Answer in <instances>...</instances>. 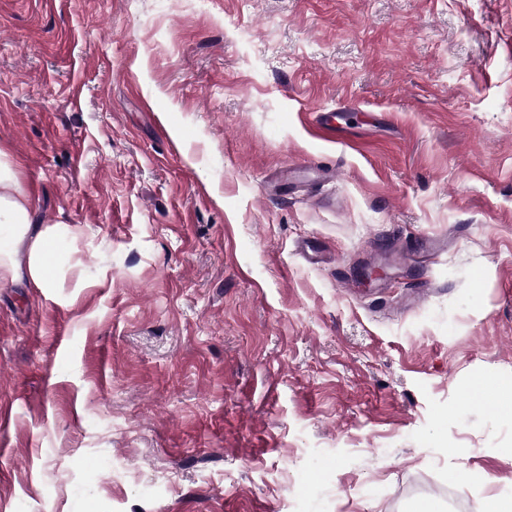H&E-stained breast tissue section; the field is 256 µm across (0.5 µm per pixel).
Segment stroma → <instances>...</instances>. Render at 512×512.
<instances>
[{"instance_id": "stroma-1", "label": "stroma", "mask_w": 512, "mask_h": 512, "mask_svg": "<svg viewBox=\"0 0 512 512\" xmlns=\"http://www.w3.org/2000/svg\"><path fill=\"white\" fill-rule=\"evenodd\" d=\"M0 150V512L512 497V0H0ZM31 224L28 196L8 154L0 150V242L22 244L31 233ZM74 235V231L68 224L47 225L39 229L30 240L26 272L36 288H53L56 270L62 268V261H67V257L59 262L54 257L53 269L48 270L47 258L54 250L55 244L64 242ZM22 277V267L16 259L15 251L6 250L0 245V281L15 282Z\"/></svg>"}]
</instances>
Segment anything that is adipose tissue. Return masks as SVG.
<instances>
[{"instance_id": "adipose-tissue-1", "label": "adipose tissue", "mask_w": 512, "mask_h": 512, "mask_svg": "<svg viewBox=\"0 0 512 512\" xmlns=\"http://www.w3.org/2000/svg\"><path fill=\"white\" fill-rule=\"evenodd\" d=\"M73 234L71 226L66 224L33 230L28 196L8 154L0 151V243L6 239L13 244L9 250L0 246V281L14 282L26 276L35 287H52L55 273L48 270L47 258L57 243ZM22 243L29 246L27 262L23 265L14 252L15 246Z\"/></svg>"}]
</instances>
